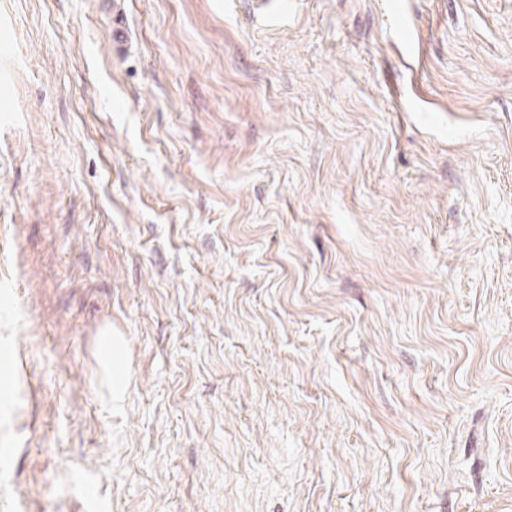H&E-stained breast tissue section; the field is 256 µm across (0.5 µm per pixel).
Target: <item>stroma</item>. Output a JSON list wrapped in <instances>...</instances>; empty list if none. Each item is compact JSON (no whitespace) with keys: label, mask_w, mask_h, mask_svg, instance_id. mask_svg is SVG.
Masks as SVG:
<instances>
[{"label":"stroma","mask_w":512,"mask_h":512,"mask_svg":"<svg viewBox=\"0 0 512 512\" xmlns=\"http://www.w3.org/2000/svg\"><path fill=\"white\" fill-rule=\"evenodd\" d=\"M0 0V512H512V0ZM112 10V48L126 52L130 47L127 24V0H105Z\"/></svg>","instance_id":"stroma-1"}]
</instances>
